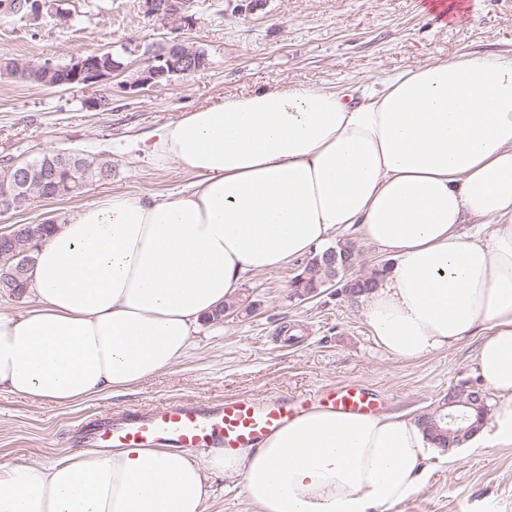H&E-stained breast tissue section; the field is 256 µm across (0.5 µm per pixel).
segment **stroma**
Listing matches in <instances>:
<instances>
[{
    "mask_svg": "<svg viewBox=\"0 0 512 512\" xmlns=\"http://www.w3.org/2000/svg\"><path fill=\"white\" fill-rule=\"evenodd\" d=\"M65 19L0 11V54L32 64L64 65L96 51L156 45L172 33L204 49L206 69L139 90L109 83L112 106L90 111L77 89L45 88L0 77V164L43 151L106 154L112 178L89 183L79 197L38 199L0 216L15 224L67 218L98 198L124 193L166 197L193 176L177 164L158 167L145 138L180 113L228 93L280 81L355 87L401 68L460 52H512V5L473 0L468 13L444 21L430 0H266L253 13L225 0H197L193 26L173 30L146 16L136 0H61ZM304 259L265 271L241 286L236 315L203 323L187 357L133 388L106 391L70 406L0 389V465H42L81 450V425L160 403L270 399L355 382L373 391L382 413L408 420L432 409L449 389L481 386L472 337L420 361L376 346L356 303L325 292L298 298L291 286ZM426 484L388 512H512V452L449 459L432 449ZM207 512H250L239 476L213 474Z\"/></svg>",
    "mask_w": 512,
    "mask_h": 512,
    "instance_id": "stroma-1",
    "label": "stroma"
}]
</instances>
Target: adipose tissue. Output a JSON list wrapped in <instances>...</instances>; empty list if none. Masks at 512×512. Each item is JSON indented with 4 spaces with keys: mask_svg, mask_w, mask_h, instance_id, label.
<instances>
[{
    "mask_svg": "<svg viewBox=\"0 0 512 512\" xmlns=\"http://www.w3.org/2000/svg\"><path fill=\"white\" fill-rule=\"evenodd\" d=\"M352 103L276 83L182 113L148 145L195 176L173 197L86 204L35 255V306L0 313V386L55 405L185 358L243 281L357 232L387 263L360 313L413 361L487 330L500 402L470 452L512 450V53L384 75ZM429 440L396 415L311 409L248 448H109L0 466V512H205V471L255 512H382L425 483Z\"/></svg>",
    "mask_w": 512,
    "mask_h": 512,
    "instance_id": "adipose-tissue-1",
    "label": "adipose tissue"
}]
</instances>
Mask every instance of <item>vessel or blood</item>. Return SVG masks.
Instances as JSON below:
<instances>
[{"mask_svg":"<svg viewBox=\"0 0 512 512\" xmlns=\"http://www.w3.org/2000/svg\"><path fill=\"white\" fill-rule=\"evenodd\" d=\"M316 404L344 414H373L380 403L369 389L348 383L294 398H234L208 405L195 402L159 404L117 418L104 416L89 424L85 435L93 448L166 444L174 448H246L256 444Z\"/></svg>","mask_w":512,"mask_h":512,"instance_id":"b4317fda","label":"vessel or blood"}]
</instances>
